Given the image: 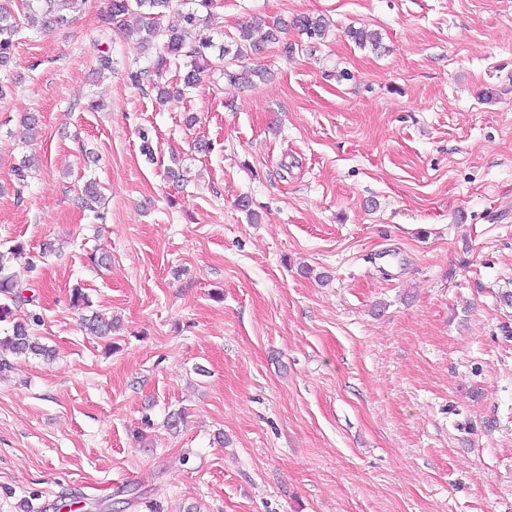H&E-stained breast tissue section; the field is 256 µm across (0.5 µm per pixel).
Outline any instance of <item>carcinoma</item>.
<instances>
[{
    "label": "carcinoma",
    "instance_id": "cac0c4a2",
    "mask_svg": "<svg viewBox=\"0 0 512 512\" xmlns=\"http://www.w3.org/2000/svg\"><path fill=\"white\" fill-rule=\"evenodd\" d=\"M15 0H0V65L10 60L14 41L24 23L38 25L43 32L68 25L72 22L70 13L81 10L87 0H21L23 17H18L13 9ZM214 0H194V7L179 8L178 0H109L107 20L119 30H129V18H134L138 30L143 32L140 48L148 50L161 41V52L155 61L154 71L137 69L129 73L131 81L141 86L148 84L156 90L157 96L164 97L168 90L161 86L158 77L170 66L183 65L186 72L183 84L194 88L213 69V49L210 36L204 34ZM173 14L177 23L168 28L160 26V19ZM291 27L299 34L313 41H320L329 35V24L324 18L299 14L292 19ZM279 29L272 27L261 18L254 16L242 23L229 42L218 54L223 62L224 80L231 84L253 83V78H261L264 72L247 67L234 68L232 64L246 57L250 50H258L266 42L278 40ZM347 36L360 48L374 49L381 44L380 33L365 28H352ZM12 259L18 267L33 271L35 262L25 247L17 243L10 248ZM28 301L23 295L20 275L10 270L0 255V322L12 323L11 334L0 338V369L10 366L7 356H41L45 360L53 357V351L40 343L31 332L30 324L37 321V315L29 314L25 319L15 318V311Z\"/></svg>",
    "mask_w": 512,
    "mask_h": 512
}]
</instances>
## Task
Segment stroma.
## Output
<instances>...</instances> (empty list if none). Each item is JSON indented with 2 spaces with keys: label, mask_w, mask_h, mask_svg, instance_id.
Returning a JSON list of instances; mask_svg holds the SVG:
<instances>
[{
  "label": "stroma",
  "mask_w": 512,
  "mask_h": 512,
  "mask_svg": "<svg viewBox=\"0 0 512 512\" xmlns=\"http://www.w3.org/2000/svg\"><path fill=\"white\" fill-rule=\"evenodd\" d=\"M106 5L0 66V253L56 351L0 370V512H512V0H216L220 40L333 28L161 102ZM296 29L299 34L305 35L313 41H320L329 35V24L324 18L319 16H310L309 14L296 15L290 25ZM277 32H281L278 27H271L261 17L254 16L242 23L234 35L228 36L230 41L227 44L224 43L222 53L219 51L218 54V60L224 64L222 66L224 80L231 84H252V77L263 78L264 72L261 69H250L234 62H239L246 57L248 49L256 51L265 42L279 40ZM230 65L239 66L240 69L230 68Z\"/></svg>",
  "instance_id": "35a3bbf8"
}]
</instances>
